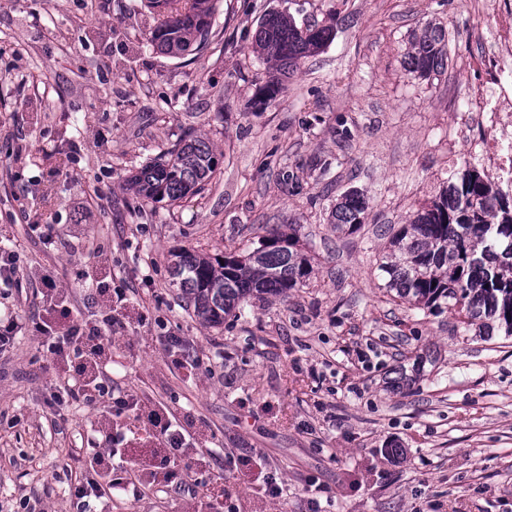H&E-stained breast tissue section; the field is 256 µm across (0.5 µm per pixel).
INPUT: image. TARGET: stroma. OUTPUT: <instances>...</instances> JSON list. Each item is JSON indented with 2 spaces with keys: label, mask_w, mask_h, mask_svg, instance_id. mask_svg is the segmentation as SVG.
Here are the masks:
<instances>
[{
  "label": "stroma",
  "mask_w": 512,
  "mask_h": 512,
  "mask_svg": "<svg viewBox=\"0 0 512 512\" xmlns=\"http://www.w3.org/2000/svg\"><path fill=\"white\" fill-rule=\"evenodd\" d=\"M272 10L334 28L284 79L253 50ZM143 11L0 0V246L20 257L0 287V326L19 323L0 351V512H76L74 486L96 479L115 433L117 486L94 512H512V336L410 306L380 269L392 234L486 135L448 134L483 79L473 0H217L206 45L178 58L151 45ZM430 24L447 58L423 75L407 51ZM188 131L220 159L200 193L127 191ZM352 189L369 210L350 233L332 213ZM277 225L293 226L310 279L203 324L171 284V252L250 251ZM107 320L80 377L34 330ZM124 395L164 410L183 447L113 414Z\"/></svg>",
  "instance_id": "1"
}]
</instances>
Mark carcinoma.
Here are the masks:
<instances>
[{
    "instance_id": "carcinoma-1",
    "label": "carcinoma",
    "mask_w": 512,
    "mask_h": 512,
    "mask_svg": "<svg viewBox=\"0 0 512 512\" xmlns=\"http://www.w3.org/2000/svg\"><path fill=\"white\" fill-rule=\"evenodd\" d=\"M154 20L150 40L159 51L180 57L204 47L216 0H144ZM333 39V28L299 25L280 11L267 13L256 32L257 53L285 76L299 61ZM447 55L445 31L433 24L412 44L409 65L426 72ZM219 165L204 139L188 133L130 180L140 198L175 202L200 192ZM369 201L355 190L343 195L333 215L338 228L357 230ZM233 260L196 250L171 254L172 283L206 323L219 325L248 297L281 296L303 285L312 268L292 234L268 230L259 247ZM380 269L386 288L408 303L432 312L446 307L468 326L487 335L512 336V194L503 193L465 160L448 175L438 200L413 215L393 234Z\"/></svg>"
}]
</instances>
